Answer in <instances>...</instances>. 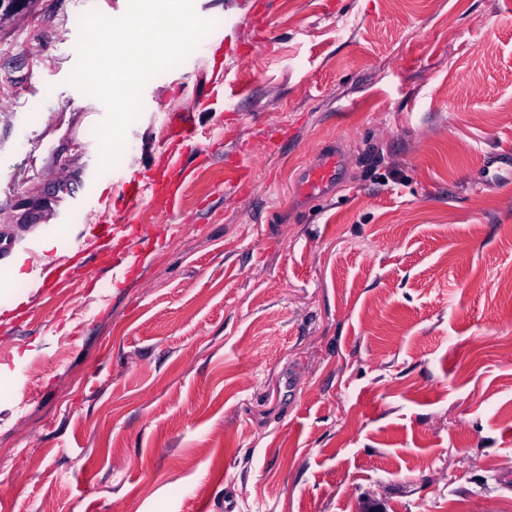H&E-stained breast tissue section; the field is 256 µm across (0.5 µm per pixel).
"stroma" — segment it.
<instances>
[{
	"instance_id": "obj_1",
	"label": "stroma",
	"mask_w": 512,
	"mask_h": 512,
	"mask_svg": "<svg viewBox=\"0 0 512 512\" xmlns=\"http://www.w3.org/2000/svg\"><path fill=\"white\" fill-rule=\"evenodd\" d=\"M126 9L0 26V512H512V0H195L214 29L103 171L67 78L81 17ZM175 112L194 174L114 281L66 216L161 175ZM35 236L78 265L26 305ZM195 138L196 127L193 114L190 112L175 113L170 119L164 134V143L175 141L182 146L189 147L195 142ZM342 159L336 150L332 154L323 155L320 163L300 173L299 182L305 194L311 196L324 195L339 175Z\"/></svg>"
}]
</instances>
